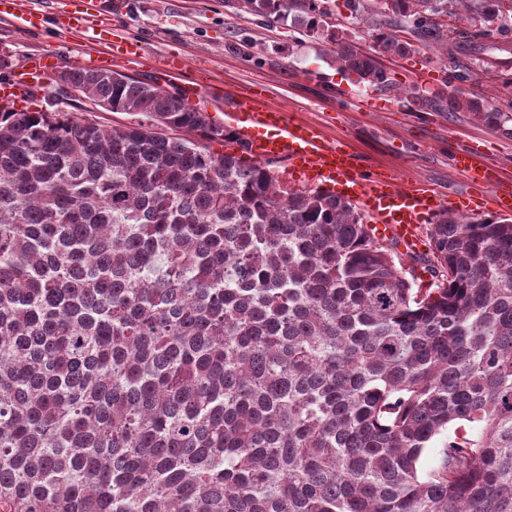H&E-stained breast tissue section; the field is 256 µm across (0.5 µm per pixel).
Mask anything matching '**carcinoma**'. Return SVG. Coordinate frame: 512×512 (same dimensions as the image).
I'll list each match as a JSON object with an SVG mask.
<instances>
[{"instance_id":"1","label":"carcinoma","mask_w":512,"mask_h":512,"mask_svg":"<svg viewBox=\"0 0 512 512\" xmlns=\"http://www.w3.org/2000/svg\"><path fill=\"white\" fill-rule=\"evenodd\" d=\"M345 7L224 0L373 91L381 58L435 47L451 92L419 109L512 137V73L470 94L448 55V21L493 44L512 0ZM67 81L144 121L0 107V512H512V220L445 211L401 253L211 150L235 134L177 94Z\"/></svg>"}]
</instances>
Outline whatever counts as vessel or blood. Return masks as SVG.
<instances>
[{
    "mask_svg": "<svg viewBox=\"0 0 512 512\" xmlns=\"http://www.w3.org/2000/svg\"><path fill=\"white\" fill-rule=\"evenodd\" d=\"M0 20L31 28L50 23L58 32L106 44V51L89 60L92 69L134 63L142 51L139 42L116 29L108 16L80 5L64 12H46L35 8L32 0H0ZM51 67L48 56L32 58L10 84L0 87V95L6 97L33 84L46 85ZM224 117L225 127L248 142L250 158L286 162L310 186L360 203L365 217L384 236L409 249H416L427 219L457 205L455 197L442 196L424 181L402 185L392 176L364 168L346 140L327 138L322 127L293 120L286 110L267 104L263 93L238 99ZM452 165L470 183H495L493 193L479 198L477 211L512 213V183L505 181L500 166L467 149L453 152Z\"/></svg>",
    "mask_w": 512,
    "mask_h": 512,
    "instance_id": "b4317fda",
    "label": "vessel or blood"
}]
</instances>
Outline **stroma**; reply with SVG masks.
Masks as SVG:
<instances>
[{
	"label": "stroma",
	"mask_w": 512,
	"mask_h": 512,
	"mask_svg": "<svg viewBox=\"0 0 512 512\" xmlns=\"http://www.w3.org/2000/svg\"><path fill=\"white\" fill-rule=\"evenodd\" d=\"M89 7L111 15L119 28L143 46L141 67L134 77L146 78L162 89L180 92L192 76L206 74L214 84L209 96L240 95L252 86L265 87L273 104L286 107L297 121L320 125L332 137H342L355 148L363 167L381 166L398 182L423 180L440 193L468 196L466 179L450 165L452 149L477 141L483 152L512 171V138L490 131L466 115L452 118L420 111L413 92L443 88L445 68L437 52L422 50L406 58L383 60L398 92L390 96V111L368 112L357 97L363 86L352 83L331 67L315 44L298 47L286 29H262L251 21L225 14L224 0H87ZM251 38L250 52L232 50L241 37ZM39 53L53 57L54 69L83 65V42L61 36L50 28L28 30L0 21V55L14 64ZM180 63L179 72L167 71L164 61ZM345 95L350 104L341 115L329 102Z\"/></svg>",
	"instance_id": "35a3bbf8"
}]
</instances>
